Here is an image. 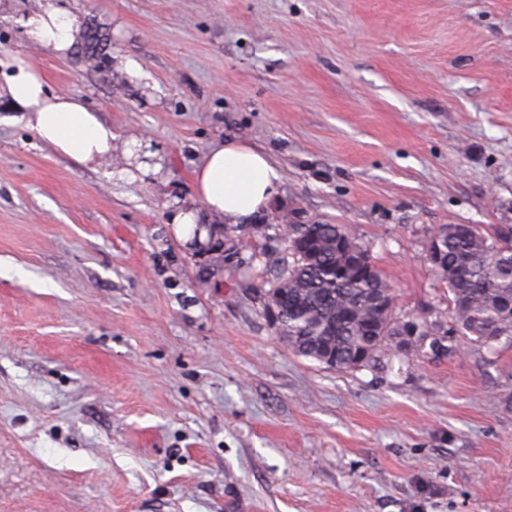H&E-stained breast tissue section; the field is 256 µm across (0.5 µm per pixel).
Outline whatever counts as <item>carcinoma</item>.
<instances>
[{
    "instance_id": "obj_1",
    "label": "carcinoma",
    "mask_w": 512,
    "mask_h": 512,
    "mask_svg": "<svg viewBox=\"0 0 512 512\" xmlns=\"http://www.w3.org/2000/svg\"><path fill=\"white\" fill-rule=\"evenodd\" d=\"M283 251L266 255L260 299L285 297L276 333L297 355L336 371L367 368L401 335L413 354L429 326L398 317L397 293L375 262L359 271L339 248L348 239L362 247L346 224H280ZM442 262L432 265L452 295L453 331L483 346L512 341V225L489 234L475 224H447L437 231Z\"/></svg>"
}]
</instances>
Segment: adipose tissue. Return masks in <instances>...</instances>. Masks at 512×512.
<instances>
[{"instance_id":"adipose-tissue-1","label":"adipose tissue","mask_w":512,"mask_h":512,"mask_svg":"<svg viewBox=\"0 0 512 512\" xmlns=\"http://www.w3.org/2000/svg\"><path fill=\"white\" fill-rule=\"evenodd\" d=\"M25 25L36 41L57 51L66 49L78 30L76 19L53 0L29 16ZM0 89L18 110L19 122L71 161L86 165L111 153V125L81 97L51 90L23 60L13 58L0 65ZM194 183L201 210H177L171 221L187 227L195 243L204 245L211 227L202 223V215L233 225L251 220L278 197L281 174L264 151L230 139L205 154L194 172Z\"/></svg>"}]
</instances>
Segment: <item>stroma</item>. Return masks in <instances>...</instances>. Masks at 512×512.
<instances>
[{"label": "stroma", "mask_w": 512, "mask_h": 512, "mask_svg": "<svg viewBox=\"0 0 512 512\" xmlns=\"http://www.w3.org/2000/svg\"><path fill=\"white\" fill-rule=\"evenodd\" d=\"M28 60L112 127L83 166L0 98V512H512V342L339 372L276 335L273 227L356 232L402 315L448 330L444 224L512 225V0H60ZM232 139L280 193L226 254L178 233ZM36 41L56 51L66 49L78 30L77 19L68 18L65 10L47 2L41 12L28 17L23 23Z\"/></svg>", "instance_id": "1"}]
</instances>
